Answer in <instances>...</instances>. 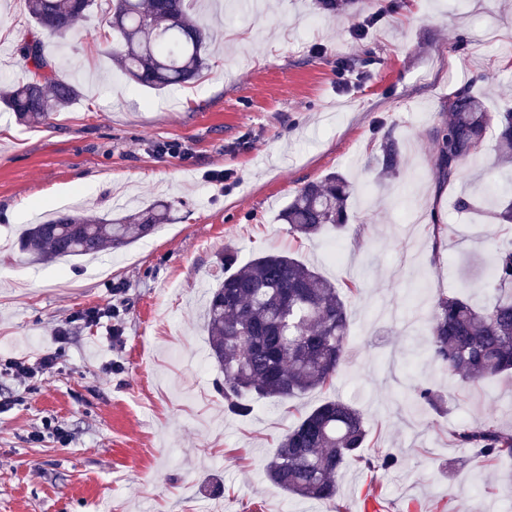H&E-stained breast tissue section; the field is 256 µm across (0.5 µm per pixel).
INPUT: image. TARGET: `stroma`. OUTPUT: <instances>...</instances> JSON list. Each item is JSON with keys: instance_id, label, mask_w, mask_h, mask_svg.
I'll use <instances>...</instances> for the list:
<instances>
[{"instance_id": "obj_1", "label": "stroma", "mask_w": 512, "mask_h": 512, "mask_svg": "<svg viewBox=\"0 0 512 512\" xmlns=\"http://www.w3.org/2000/svg\"><path fill=\"white\" fill-rule=\"evenodd\" d=\"M226 0L201 8L210 69L162 91L113 70L106 52L108 0H96L72 39L45 44L81 96L50 124L28 127L0 109V360L59 350L34 389L0 375V512H507L512 461L485 466L452 443L466 423L512 429V375L461 387L426 350L438 293L482 304L495 244L512 225L474 224L452 202L467 191L512 197V165L495 135L439 182L433 137L448 98L476 80L490 111L512 107V0H363L384 19L352 36L348 16L318 14L312 0ZM36 30L23 0H0V91L25 75L17 45ZM347 62L349 87L337 82ZM400 139V176L380 181L376 157L387 128ZM344 174L356 187L344 235L289 236L278 215L307 183ZM171 221L126 248L89 260L34 263L19 249L26 225L52 212L121 217L156 200ZM453 236L433 240V223ZM239 263L293 253L348 302L347 357L332 385L259 402L246 417L224 409L208 353L203 295ZM118 306L121 333L54 329L91 308ZM116 366L104 373L106 363ZM425 384L448 395L434 408L413 395ZM362 409L369 453L405 463L369 471L348 464L334 502L288 495L265 466L288 427L322 400ZM68 430L27 439L45 424Z\"/></svg>"}]
</instances>
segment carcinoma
<instances>
[{"label":"carcinoma","instance_id":"obj_1","mask_svg":"<svg viewBox=\"0 0 512 512\" xmlns=\"http://www.w3.org/2000/svg\"><path fill=\"white\" fill-rule=\"evenodd\" d=\"M323 11L346 12L357 0H315ZM38 32L49 39L71 37L75 23L94 0H25ZM197 0H109L106 23L112 31V65L134 83L153 90L199 80L209 69V30L188 22ZM27 75L0 92V103L29 125L46 124L80 96L78 86L56 70L43 41L24 40L17 48ZM471 80L448 97V125L433 144L438 179L456 181L463 161L476 155L494 130L502 164L512 162V111L491 112ZM379 177L397 178L402 155L393 130L382 137ZM352 185L330 173L299 189L280 216L288 233L311 240L324 229H348ZM456 211L494 224H512V200L491 203L461 193ZM171 205L156 201L120 219L61 215L33 224L20 249L36 262H54L106 250H119L169 221ZM480 288L489 294L482 307L454 293H440L433 304L427 347L430 358L463 383L488 381L512 372V242L499 245ZM292 253H265L237 266V254L224 251V280L209 291L204 313L209 355L224 374L218 389L224 409L247 416L261 399L288 400L331 385L344 361L349 321L347 294ZM415 396L440 408L445 397L420 386ZM369 430L363 412L328 398L305 413L280 438L266 465L281 490L330 503L337 480L354 460L372 470L399 465L394 455L367 453ZM460 448L481 463L512 458V432L491 422L464 424L453 432Z\"/></svg>","mask_w":512,"mask_h":512}]
</instances>
